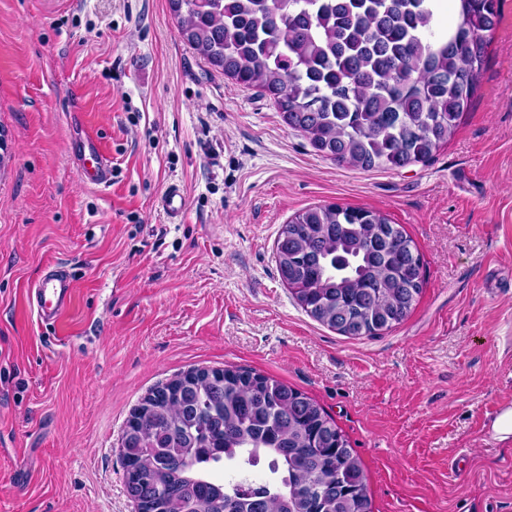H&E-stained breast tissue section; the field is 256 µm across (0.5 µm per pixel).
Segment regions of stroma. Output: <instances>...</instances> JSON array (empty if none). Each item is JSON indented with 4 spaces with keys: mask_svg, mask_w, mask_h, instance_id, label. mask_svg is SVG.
<instances>
[{
    "mask_svg": "<svg viewBox=\"0 0 512 512\" xmlns=\"http://www.w3.org/2000/svg\"><path fill=\"white\" fill-rule=\"evenodd\" d=\"M498 14L447 145L361 171L181 42L167 0H0V512H136L126 421L194 368L316 400L373 512H512V446L490 431L512 404V0ZM79 122L109 186L80 176ZM332 203L382 213L422 258L414 309L380 335L320 325L281 282V225ZM52 263L76 285L61 338L26 303Z\"/></svg>",
    "mask_w": 512,
    "mask_h": 512,
    "instance_id": "35a3bbf8",
    "label": "stroma"
}]
</instances>
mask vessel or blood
<instances>
[{
  "label": "vessel or blood",
  "mask_w": 512,
  "mask_h": 512,
  "mask_svg": "<svg viewBox=\"0 0 512 512\" xmlns=\"http://www.w3.org/2000/svg\"><path fill=\"white\" fill-rule=\"evenodd\" d=\"M76 151L82 161V177L94 185H107L111 170L100 142L90 133H83L76 142ZM76 288L65 266L45 267L27 296L29 308L36 311L43 323L63 327L73 305Z\"/></svg>",
  "instance_id": "1"
}]
</instances>
